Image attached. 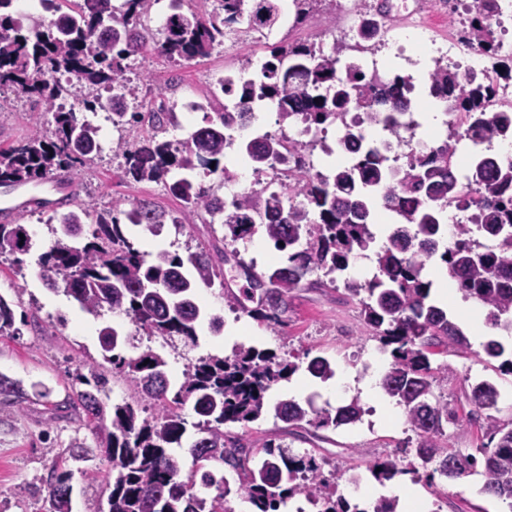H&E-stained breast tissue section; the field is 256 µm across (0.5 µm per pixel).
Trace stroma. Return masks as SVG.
Masks as SVG:
<instances>
[{"mask_svg": "<svg viewBox=\"0 0 512 512\" xmlns=\"http://www.w3.org/2000/svg\"><path fill=\"white\" fill-rule=\"evenodd\" d=\"M338 17L339 9L333 0H319L305 23L281 28L276 41L282 45L306 42L314 30L324 39H332ZM268 56L267 43L246 39L232 51L218 48L209 56L192 60H171L154 52L139 55L129 59L127 74L137 86L139 98L153 108H169L190 98L205 102L217 78L250 64L260 65ZM46 120L35 104L18 99L10 90H0V148L17 144L37 123ZM91 121L99 128L101 151L78 170L75 182L79 202L94 209L115 206L123 210L132 201L145 198L163 210L180 211V201L164 185L124 178V159L114 155L112 148L119 138L136 140V133H121L113 126L110 115L102 111L92 115ZM19 221L27 225L33 247L20 263L11 257H0V295L19 299L15 312L25 315L31 327L20 336H0V373L27 391L33 383H43L52 391L50 400L56 402L68 391V373L74 370L76 360H100V320L73 306L63 294L46 289L40 277L39 257L53 241L47 214L32 210L21 214ZM132 238L138 247L149 244L154 250L172 253L199 247L214 254L225 249L220 225L203 223L197 217L188 218L180 233L170 225L158 235L136 228ZM224 279V284L202 289L199 301L211 312L223 315L225 325L249 329L243 344L260 345L295 359L307 354L322 355L335 363L337 371L350 372L359 380L367 377V364H389V354L381 350L379 340L363 323L356 301L342 285L297 289L287 324L277 325L232 313L224 304V294L239 291L246 280L242 273L231 269L225 270ZM126 329L133 333L137 349L149 346L166 351L171 367L177 371L189 358L215 350L228 351L234 345L227 333H211L204 323L198 330L199 345L190 351L165 350L161 339L137 334L134 324H127ZM433 361L448 363L451 368L447 379L435 383L434 394L455 404L459 416L466 420L464 427H446L449 445L464 454L490 445L484 418H467L470 406L463 385L482 380L494 382L500 390L497 417L512 421V373L501 371V360L488 358L480 343L470 344L464 352L449 350L448 354L434 356ZM355 397L366 410L362 420L335 430L316 434L305 427L295 431L268 416L246 425H233L232 431L247 435L259 446L281 444L296 453H310L323 463L325 471L360 476L370 488L376 485L370 464L389 456L395 458L400 469L393 486L414 490L425 504L439 502L441 512H505L506 501L484 492L480 475L455 480L439 475L431 480L415 479L409 471L413 457L403 448L416 444L417 438L406 421L389 422L376 400L363 395L360 389L347 390L343 395L347 401ZM47 401L33 399L22 411L10 402L0 401V512H47L46 478L55 457L79 445H96L91 430L76 418L47 423Z\"/></svg>", "mask_w": 512, "mask_h": 512, "instance_id": "stroma-1", "label": "stroma"}]
</instances>
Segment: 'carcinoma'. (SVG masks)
Returning <instances> with one entry per match:
<instances>
[{"instance_id": "cac0c4a2", "label": "carcinoma", "mask_w": 512, "mask_h": 512, "mask_svg": "<svg viewBox=\"0 0 512 512\" xmlns=\"http://www.w3.org/2000/svg\"><path fill=\"white\" fill-rule=\"evenodd\" d=\"M157 0H72L68 11L44 22L30 17L28 32L14 16L12 0H0V86L10 87L52 114L53 128L36 129L30 137L0 149V184L37 183L76 167L100 151L98 127L78 116L74 108L56 104L63 92L60 77L72 75L87 91L80 102L85 111H103L116 101L136 99L126 76L125 61L132 55L158 49L168 58L191 60L210 55L224 43L226 32L237 31L243 19L276 27L282 18L283 0H219L211 13L180 10L166 16L161 37L147 21ZM468 22L471 39L493 50L500 38L488 18L495 0H475ZM352 46L334 41L330 52L314 43L275 46L256 79L225 76L219 92L209 101L211 114L205 125L189 131L177 143L158 139L166 127L178 126L174 112L132 111L112 113L119 126L148 124V136L124 148L123 175L140 182L168 187L184 206V216L196 215L207 224L224 229V244L233 245L257 232L276 248L290 249L288 264L262 274H250L244 295L227 294L232 311L246 310L253 317L281 322L288 313L291 293L303 279L322 273L315 284H335L334 274L368 251L372 233V192L391 210L398 227L385 247L375 254L372 276L346 280L344 288L357 300L360 316L385 348L391 362L381 386L385 394L404 407L406 420L419 437L414 456L419 469L434 465L427 477L438 473L461 478L482 466L484 491L512 502V422L502 423L490 411L497 409L499 391L489 381L472 386L465 395L473 406L470 414L486 412L494 450L473 454L449 450L444 425H461L457 408L432 399L433 384L448 376L446 364L432 366V357L469 349V343L448 312L429 301L432 283L423 276L425 262L436 253L448 268V281L464 299L487 310L493 328L512 327V160L495 163L481 160L461 184L450 172L448 156L457 149L459 136L451 132L448 142L433 154L410 157L404 177L390 182L387 158L376 151L357 162L333 169L322 176L314 172V144L283 143L267 139L250 146L236 141L235 126L249 124L250 107L269 106L277 112L278 124L287 126L301 119L315 131L336 124L355 109L373 113L378 105L393 109L399 104L398 85L403 79L387 80L343 66V56ZM426 99L444 109H463L470 128L480 142H490L512 128V119L485 107L491 89L471 81L463 83L458 73L435 64L425 80ZM235 150L260 167H274L291 158L293 167L282 173L279 189L263 187L226 202L218 194L234 173L223 161ZM215 177L217 184H205ZM451 202L477 212L491 246L472 237L469 223L457 225L456 239L439 251V218ZM91 225L83 233V225ZM143 227L153 234L167 224L180 230L183 216L158 210L147 200L131 203L127 210H94L78 204L73 210L49 218L54 236L39 265L48 290L63 293L80 310L94 316L107 310L124 315L144 336H160L176 347L197 346V326L206 321L218 333L224 317L208 313L198 302V292L210 288L218 277L211 254L188 251L183 255L159 251L149 254L128 237L127 225ZM32 248L26 225L16 221L0 224V257L23 255ZM25 318H16L11 304L0 295V336H21ZM101 356L123 374L133 389V398L157 407L152 417H142L134 404L110 403L108 376L94 364L81 363L70 374L74 401L70 407L99 439L98 452L108 463L101 485L107 493V512H224L226 475L209 469L211 462L227 466L239 481L245 499L255 512H276L286 494L298 493L322 506L321 512H339L336 476L326 475L322 464L305 453L282 447L252 448L244 435L224 426L250 423L267 414L288 427L306 424L334 430L362 419L359 400L331 409H317L312 402L281 399L273 404L268 392L299 365L254 345L240 344L229 354L207 353L188 360L182 377L172 379L167 358L152 348L136 356L124 353L131 336L120 324L102 323L98 331ZM306 371L326 380L335 374L323 356L310 358ZM0 395L24 403L19 385L0 374ZM191 406L198 418L196 432H188L182 416ZM192 459L185 469L179 449ZM86 462L89 453L70 450L53 461L55 482L50 484L49 512H73V478L88 475L86 469L67 468L69 461ZM379 481L398 473L392 458L370 467ZM213 489L206 498L198 489Z\"/></svg>"}]
</instances>
